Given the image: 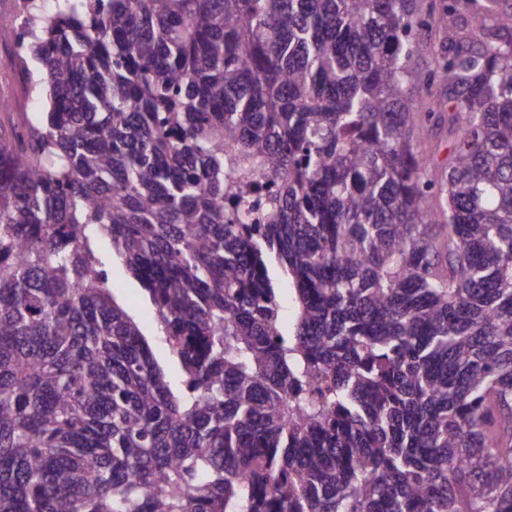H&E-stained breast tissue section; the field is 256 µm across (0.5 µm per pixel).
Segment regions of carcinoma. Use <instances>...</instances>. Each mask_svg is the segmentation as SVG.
Segmentation results:
<instances>
[{"label": "carcinoma", "mask_w": 512, "mask_h": 512, "mask_svg": "<svg viewBox=\"0 0 512 512\" xmlns=\"http://www.w3.org/2000/svg\"><path fill=\"white\" fill-rule=\"evenodd\" d=\"M24 2L53 101L0 124V512H512V12ZM418 39L423 45V50L412 59L411 67L426 73L434 68L437 57L448 54V40L444 33L435 28L419 31ZM433 97L425 92L411 90L413 95L415 109L421 113L423 118L425 112H435L434 117L429 122H424L425 132L422 139L415 143L414 150L418 154H426L432 158L431 174L440 175L446 163L448 162V137L446 135V124L440 121L439 115H445L447 112H441L437 106V98L443 92L442 86L434 87ZM442 113V114H440ZM90 246L105 264L112 293L118 303L141 324L154 356L165 368L168 378L175 383L178 376L177 364L170 356L168 346L161 338L157 324L151 316V304L146 292L138 281L129 273L124 262L112 254L110 241L99 234L90 236Z\"/></svg>", "instance_id": "cac0c4a2"}]
</instances>
